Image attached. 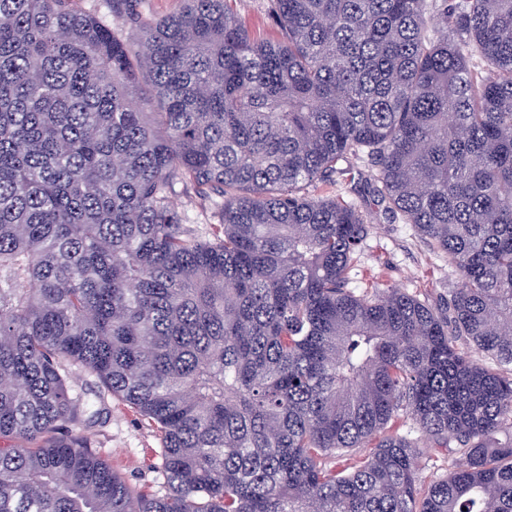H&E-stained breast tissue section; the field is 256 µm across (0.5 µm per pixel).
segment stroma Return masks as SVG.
I'll return each mask as SVG.
<instances>
[{
  "label": "stroma",
  "instance_id": "1",
  "mask_svg": "<svg viewBox=\"0 0 512 512\" xmlns=\"http://www.w3.org/2000/svg\"><path fill=\"white\" fill-rule=\"evenodd\" d=\"M320 196H353L373 229L351 271L350 285L366 292L374 287L398 288L420 300L436 301L456 287L457 275L447 258L433 253L411 225L389 219L367 187L349 192L344 182L320 186ZM94 451L139 491L162 492V435L156 426L120 400L106 403L100 425L92 429Z\"/></svg>",
  "mask_w": 512,
  "mask_h": 512
}]
</instances>
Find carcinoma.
<instances>
[{"label": "carcinoma", "mask_w": 512, "mask_h": 512, "mask_svg": "<svg viewBox=\"0 0 512 512\" xmlns=\"http://www.w3.org/2000/svg\"><path fill=\"white\" fill-rule=\"evenodd\" d=\"M134 2L0 0V512H512V0ZM352 157L447 297L349 287ZM112 396L163 494L59 433ZM141 11L155 19L165 18L179 12L183 7V0H140ZM271 0H230L229 6L244 16L253 29L261 36H276V28L269 15ZM172 200L178 212L188 214L194 221L213 222L220 219L219 211L210 202L199 200L189 191L182 190L181 187H176Z\"/></svg>", "instance_id": "carcinoma-1"}]
</instances>
